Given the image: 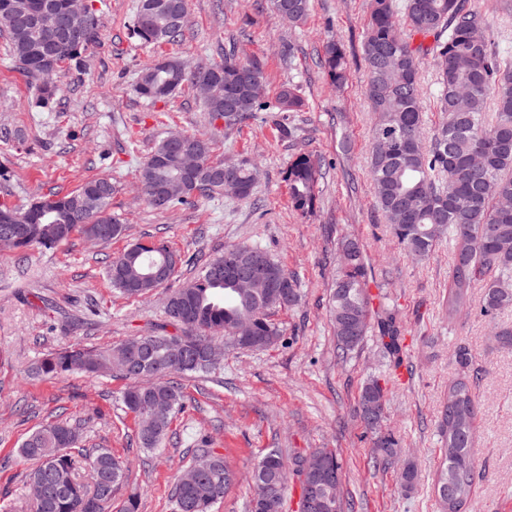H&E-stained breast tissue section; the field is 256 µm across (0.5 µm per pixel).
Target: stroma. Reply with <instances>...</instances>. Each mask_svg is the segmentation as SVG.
<instances>
[{"instance_id": "1", "label": "stroma", "mask_w": 512, "mask_h": 512, "mask_svg": "<svg viewBox=\"0 0 512 512\" xmlns=\"http://www.w3.org/2000/svg\"><path fill=\"white\" fill-rule=\"evenodd\" d=\"M485 18V32L512 68V0H470ZM137 0H95L101 42L82 67L65 68L48 108L34 105V89L3 52L0 36V205L17 207L39 196L76 191L87 180L119 182L110 209L127 226L122 238L94 245L74 234L56 249L0 250V512H32L31 463L17 450L36 427L63 419L79 427L83 447L108 448L127 466L113 508L131 496L139 512H175L174 486L199 449L226 456L237 483L214 512H247L251 472L269 448L284 455L335 449L342 465L341 493L355 512H441L435 489L443 458L440 411L456 377L458 349L471 357L477 401L476 476L462 512H512V352L501 349L480 314L482 288L456 317L448 315L452 245L429 259L406 254L377 207L369 172L373 114L365 95L361 43L370 0H311L304 24L280 21L271 0H190L177 42L144 46L131 26ZM241 59L258 60L265 98L275 101L293 85L304 101L298 112H261L225 132L190 86L154 105L134 91L148 63L179 56L190 63L219 62L229 41ZM337 41L348 60L346 83L333 87L321 64L326 42ZM439 86L431 56L422 60L420 102L425 134L446 119L436 107ZM204 135L218 158L249 157L260 165L254 195H227L166 211L150 208L139 170L161 130ZM310 154L323 166L312 210L291 203L285 172L292 157ZM358 239L366 256L372 298L388 297L406 357L395 365L377 333L346 360L336 356L327 308L336 275V244ZM162 242L181 257L167 286L142 298L113 290L112 258L135 241ZM259 245L297 276L299 305L275 311L280 343L263 350L226 349L214 370L181 379L185 408L175 415L162 446L139 448L137 424L120 401L129 382L119 374L96 378L74 372L37 378L31 367L72 344L98 349L133 336L174 333L165 314L168 295L192 280L201 263L228 244ZM386 394L382 431L401 448L398 465L374 464L375 435L356 413L367 376ZM414 462L418 479L400 488L401 465Z\"/></svg>"}]
</instances>
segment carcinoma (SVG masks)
<instances>
[{
    "mask_svg": "<svg viewBox=\"0 0 512 512\" xmlns=\"http://www.w3.org/2000/svg\"><path fill=\"white\" fill-rule=\"evenodd\" d=\"M38 0H0V33L7 34L10 57L30 80L37 103L48 106L53 100L57 79L66 65L83 61L86 51L100 38V21L93 17L83 23V39L77 48L66 42L49 49L43 41L53 38V23L39 33L25 22L30 6ZM54 6V17L64 19L79 12L76 0H43ZM297 24L305 19L310 0H271ZM189 0H138L132 34L144 45H160L182 35ZM432 36L436 62L439 109L447 119L437 134L426 142L419 98L421 48L411 46L406 35ZM363 60L368 71L366 95L376 113L370 174L375 184L377 205L384 214L393 237L403 250L417 260L428 258L445 238L454 241L448 289V318L469 304L476 282L482 283L484 316L495 323L499 345L512 349V326L496 322V316L512 308V69L503 67L485 34V20L468 0H404L402 21H397L393 0H373L363 41ZM322 65L334 84L347 77L342 46L326 44ZM250 70L261 81L265 71L257 60H241L230 50L218 63L192 66L180 58H166L158 66L146 65L139 73L136 93L149 103L168 101L186 84H194L197 72H207L224 84V98L204 101L207 111L224 120V130L232 131L262 111L295 112L302 106L296 89L282 86L275 105L258 99L243 83L241 71ZM173 132L163 131L155 139L150 154L140 168L141 192L153 205L149 183L169 187V210L198 200L224 197V186L209 180L211 171L224 168L238 182L236 197L248 200L255 189L256 164L247 157L214 159L212 142L196 133L202 166L196 186L178 178L179 160L172 142ZM320 178L318 163L308 154L293 159L287 170L291 201L300 211L314 207ZM116 186L107 178L85 182L78 190L33 200L22 208L1 206L0 212L18 214L28 234L16 245L19 251L55 249L75 233L104 244L121 237L126 226L110 211ZM258 251L267 261L273 278L288 281L283 295H260L249 288H237L232 279L217 277L214 270L234 253ZM339 268L331 290L330 318L336 337L337 354L345 358L363 342L372 328V316L383 348L392 356L403 350L397 320L381 306L371 309L367 291L364 251L357 240L344 238L338 253ZM181 258L164 244L136 242L108 266L112 287L128 298L143 297L158 285L138 284L150 266L171 264L175 276ZM301 292L296 277L258 245L233 244L224 253L205 263L197 277L171 292L166 302L169 322L180 333L155 334L154 367L139 374L118 366L122 353L139 337L132 336L108 349L77 346L51 353L38 361L33 373L58 377L81 372L98 377L116 372L132 381L122 394L126 412L137 420L139 447L153 451L161 447L172 419L184 407L177 375L208 374L215 364L184 358L173 353L168 342L186 338L191 350L201 353L209 344L232 346L238 325L251 321L255 334L275 343L280 329L270 315L278 309L299 304ZM360 410L366 426L376 431V463L388 466L398 456V441L378 433L379 421L370 420L371 408L384 413L385 391L375 376L367 378L360 390ZM477 404L470 380L458 378L448 387V405L441 420L448 424L443 437L445 462L436 479L442 512H461L472 493L475 462L469 448L474 443ZM80 431L63 420H55L32 431L20 444L18 456L34 464L28 474L30 485L49 484L45 497L34 499L35 512H111L112 496L126 478L121 464L109 448L87 450L80 447ZM320 467L329 474L342 470L336 452L321 448ZM306 458L286 465L277 448L269 449L255 465L251 478L267 479L273 497L264 507L248 504V512H280L297 477L306 489L309 475ZM193 484L176 482L177 512H213L230 492L235 470L224 456L203 449L191 465ZM90 472L92 485L85 484L79 471ZM317 512H346L351 504L337 499L336 484L321 485Z\"/></svg>",
    "mask_w": 512,
    "mask_h": 512,
    "instance_id": "1",
    "label": "carcinoma"
}]
</instances>
